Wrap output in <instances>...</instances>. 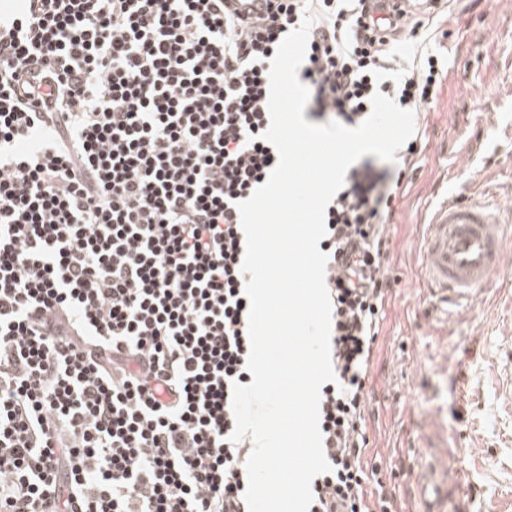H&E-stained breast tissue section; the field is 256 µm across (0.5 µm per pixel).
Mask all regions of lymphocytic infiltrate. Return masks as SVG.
<instances>
[{
  "instance_id": "obj_1",
  "label": "lymphocytic infiltrate",
  "mask_w": 512,
  "mask_h": 512,
  "mask_svg": "<svg viewBox=\"0 0 512 512\" xmlns=\"http://www.w3.org/2000/svg\"><path fill=\"white\" fill-rule=\"evenodd\" d=\"M0 14V512H248L230 442L250 301L236 208L278 162L270 61L305 4L311 122L357 126L382 93L428 112L437 55L393 53L450 11L423 0H13ZM362 157L326 208L331 472L308 512H389L365 451L387 226L414 170Z\"/></svg>"
}]
</instances>
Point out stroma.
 <instances>
[{"mask_svg": "<svg viewBox=\"0 0 512 512\" xmlns=\"http://www.w3.org/2000/svg\"><path fill=\"white\" fill-rule=\"evenodd\" d=\"M435 34L449 76L388 228L394 284L369 372V463L396 512L415 475L448 483L446 512H512V256L471 306L444 313L423 280L435 209L465 194L512 211V0H457Z\"/></svg>", "mask_w": 512, "mask_h": 512, "instance_id": "stroma-1", "label": "stroma"}]
</instances>
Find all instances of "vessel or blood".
Segmentation results:
<instances>
[{
    "instance_id": "1",
    "label": "vessel or blood",
    "mask_w": 512,
    "mask_h": 512,
    "mask_svg": "<svg viewBox=\"0 0 512 512\" xmlns=\"http://www.w3.org/2000/svg\"><path fill=\"white\" fill-rule=\"evenodd\" d=\"M512 248V226L490 204L459 195L436 212L424 246V269L441 303L456 309L481 293ZM416 490L421 512H444L448 488L421 472Z\"/></svg>"
}]
</instances>
